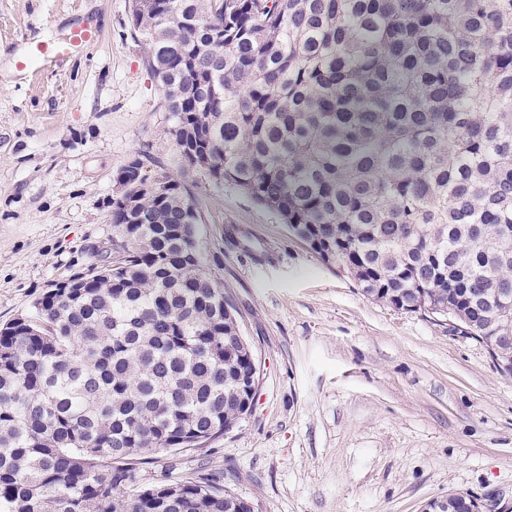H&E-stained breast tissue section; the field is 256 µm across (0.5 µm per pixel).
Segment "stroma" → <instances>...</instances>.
<instances>
[{"label": "stroma", "instance_id": "35a3bbf8", "mask_svg": "<svg viewBox=\"0 0 512 512\" xmlns=\"http://www.w3.org/2000/svg\"><path fill=\"white\" fill-rule=\"evenodd\" d=\"M132 0H0V324L112 262L116 173L140 159L188 187L205 272L260 369L251 411L142 484L213 478L252 512H423L451 492L512 507V376L447 323L368 299L230 183L186 169ZM100 24L95 44L28 78L23 43Z\"/></svg>", "mask_w": 512, "mask_h": 512}]
</instances>
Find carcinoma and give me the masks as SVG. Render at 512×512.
<instances>
[{
    "label": "carcinoma",
    "instance_id": "1",
    "mask_svg": "<svg viewBox=\"0 0 512 512\" xmlns=\"http://www.w3.org/2000/svg\"><path fill=\"white\" fill-rule=\"evenodd\" d=\"M131 32L176 148L512 374V0H133ZM132 166L120 265L0 326V512H226L207 477L140 484L250 411L256 360L188 188Z\"/></svg>",
    "mask_w": 512,
    "mask_h": 512
}]
</instances>
